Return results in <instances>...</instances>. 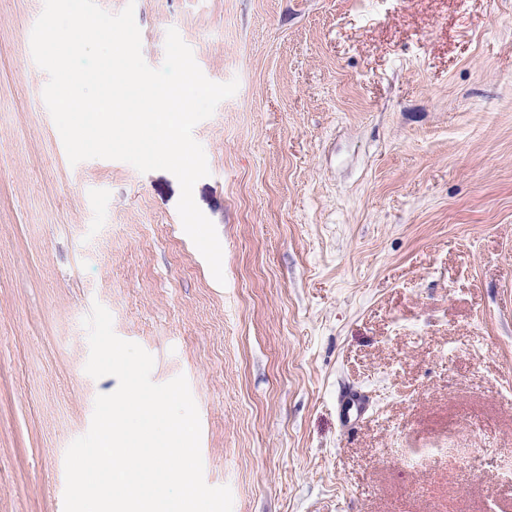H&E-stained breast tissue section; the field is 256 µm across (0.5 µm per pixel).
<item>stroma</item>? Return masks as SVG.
Listing matches in <instances>:
<instances>
[{
  "label": "stroma",
  "mask_w": 512,
  "mask_h": 512,
  "mask_svg": "<svg viewBox=\"0 0 512 512\" xmlns=\"http://www.w3.org/2000/svg\"><path fill=\"white\" fill-rule=\"evenodd\" d=\"M130 2L149 66L174 28L239 81L193 130L225 280L172 173L70 164L31 51L44 0H0V512H56L118 387L85 371L97 303L155 383L186 376L233 512H512V0L100 6Z\"/></svg>",
  "instance_id": "stroma-1"
}]
</instances>
